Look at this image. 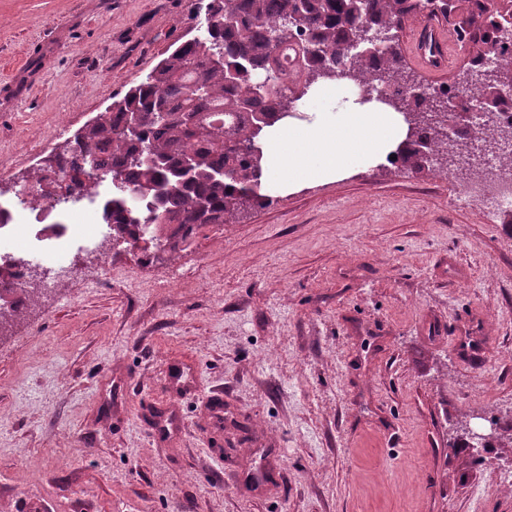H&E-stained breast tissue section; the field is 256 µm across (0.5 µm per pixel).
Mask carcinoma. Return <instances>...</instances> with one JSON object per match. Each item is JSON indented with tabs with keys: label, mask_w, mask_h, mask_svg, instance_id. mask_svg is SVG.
I'll use <instances>...</instances> for the list:
<instances>
[{
	"label": "carcinoma",
	"mask_w": 512,
	"mask_h": 512,
	"mask_svg": "<svg viewBox=\"0 0 512 512\" xmlns=\"http://www.w3.org/2000/svg\"><path fill=\"white\" fill-rule=\"evenodd\" d=\"M465 7L454 30L467 51L463 81L482 100L500 107L512 86V56L491 67L482 59L498 51L501 25L512 21V0H208L205 34L183 42L140 83L74 135L56 155L61 169L86 172L74 189L92 192L112 183V243L128 244L141 224H234L273 197L260 193L262 168L249 152L254 126L270 127L299 111L306 90L345 79L359 94L381 86L397 92L385 104L403 115L407 136L397 149V169L448 176V160L467 150L469 135L448 142V99L404 75L398 39L383 49H353L365 27L396 33L408 15L448 17ZM275 85L255 91L272 72ZM137 118L139 131L128 124ZM112 152L107 162L104 152ZM149 150L154 161L140 160ZM27 178L36 188L28 203H59L45 188L42 167Z\"/></svg>",
	"instance_id": "carcinoma-1"
}]
</instances>
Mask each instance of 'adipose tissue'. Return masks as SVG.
<instances>
[{
    "label": "adipose tissue",
    "mask_w": 512,
    "mask_h": 512,
    "mask_svg": "<svg viewBox=\"0 0 512 512\" xmlns=\"http://www.w3.org/2000/svg\"><path fill=\"white\" fill-rule=\"evenodd\" d=\"M304 119H286L262 136L261 193L285 195L369 167L387 166L406 136L401 117L377 101L359 102L344 83L310 88Z\"/></svg>",
    "instance_id": "obj_1"
}]
</instances>
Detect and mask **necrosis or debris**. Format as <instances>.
Returning a JSON list of instances; mask_svg holds the SVG:
<instances>
[{
    "mask_svg": "<svg viewBox=\"0 0 512 512\" xmlns=\"http://www.w3.org/2000/svg\"><path fill=\"white\" fill-rule=\"evenodd\" d=\"M450 103L468 99L474 110L471 132L483 135L487 126L512 127V88L501 91L502 107L492 117L478 110L476 92L451 86L446 90ZM456 203H478L491 214L512 211V167L501 158L489 161L460 183ZM111 216L104 211V202L91 199L77 203L67 212L51 206L32 207L0 200V266L10 271L6 281H0V293L7 308L27 303L34 278H41L46 292H55L60 279L72 276L77 266L76 246L81 242L98 245L97 271H110L112 240L109 236Z\"/></svg>",
    "mask_w": 512,
    "mask_h": 512,
    "instance_id": "4bbe7bcc",
    "label": "necrosis or debris"
}]
</instances>
